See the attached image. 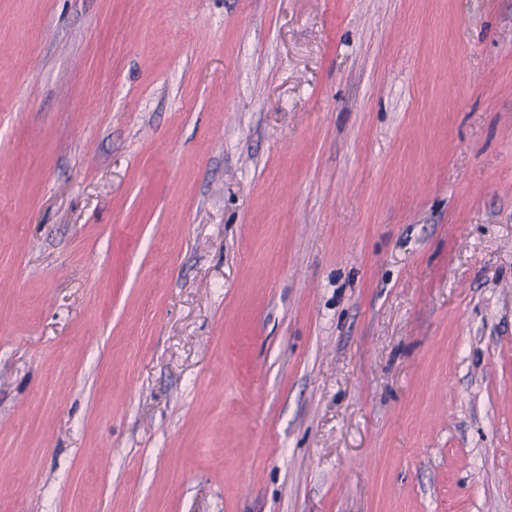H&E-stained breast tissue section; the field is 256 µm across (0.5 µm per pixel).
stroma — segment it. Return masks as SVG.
<instances>
[{
  "label": "stroma",
  "instance_id": "35a3bbf8",
  "mask_svg": "<svg viewBox=\"0 0 512 512\" xmlns=\"http://www.w3.org/2000/svg\"><path fill=\"white\" fill-rule=\"evenodd\" d=\"M0 512H512V0H0Z\"/></svg>",
  "mask_w": 512,
  "mask_h": 512
}]
</instances>
